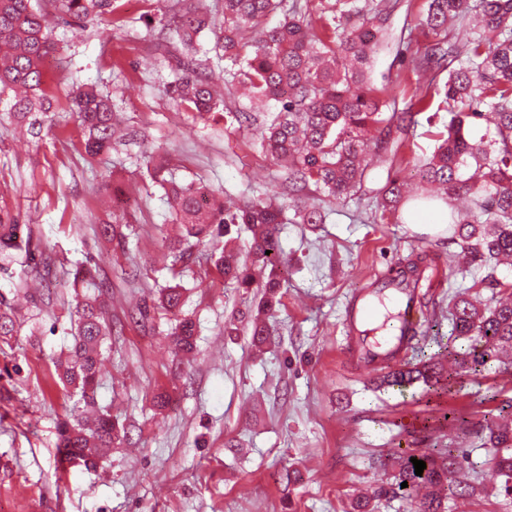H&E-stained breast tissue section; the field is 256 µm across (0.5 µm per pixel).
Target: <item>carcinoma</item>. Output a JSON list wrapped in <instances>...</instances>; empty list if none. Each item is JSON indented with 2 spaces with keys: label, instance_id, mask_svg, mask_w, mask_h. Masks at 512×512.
Segmentation results:
<instances>
[{
  "label": "carcinoma",
  "instance_id": "carcinoma-1",
  "mask_svg": "<svg viewBox=\"0 0 512 512\" xmlns=\"http://www.w3.org/2000/svg\"><path fill=\"white\" fill-rule=\"evenodd\" d=\"M58 18L82 19L112 5V0H51ZM176 20V35L194 49L199 35L219 28L224 56V92H219L203 62L190 61L172 82L176 101L192 110V117L209 120L235 113L238 129L258 125L255 146L279 168L280 197L241 201L218 196L202 183L164 181L172 223L181 234L165 239L173 262L189 258L184 244L190 239L217 246L225 237L246 230L251 235L246 259L237 250L222 247L213 260L224 280L243 288L253 284L252 270L267 269L269 277L256 312L250 314L251 335L263 342L271 335L268 318L279 303L275 265L279 258V225L323 224L321 198L345 203L362 191L371 157L391 151L393 135L417 125L415 116L430 108L434 95L452 115L438 145L419 165L422 182L437 187L448 198L465 200V211L452 218L451 241L460 244L471 261L491 266L512 258V0H426L417 27L427 38L424 51L411 60L420 80L403 108L379 95L367 69L388 31L398 0H223L221 18L211 14L204 0H184ZM280 12L283 19L266 25ZM469 25L466 41L452 33ZM53 50L51 21L32 0H0V94L10 97L7 116L27 122L36 137L52 123L54 99L46 90L43 62ZM447 73L443 91H431L433 80ZM250 103V112L232 109L237 94ZM64 107L74 112L83 129L84 150L90 156L112 148L121 130L111 104L96 88L74 85ZM407 203L406 186L396 174L378 192L381 219H397ZM17 264L20 271L9 293H0V340L18 335L15 298L29 303L30 281L49 285L51 257L40 248L32 225L25 226L0 212V268ZM76 293L69 311L73 343L66 354L52 359L53 381L77 405L58 427V447L65 457L95 468L125 431L108 411L97 410L87 420L79 405L95 406L98 367L103 345L112 335V320L100 302L112 283L101 278L91 259L75 265ZM181 284L160 289L156 303L129 311L131 319L145 320L151 310L174 317L175 349L195 351L196 325L182 312ZM455 336L467 349L456 353L459 364L476 373L512 349V295L492 305L460 296L448 310ZM440 370L432 360L406 362L380 377L382 386L399 392L417 382L438 381ZM496 448L489 466L501 478V489L512 495V426L489 429ZM422 475L412 462L400 464L392 485L412 497L414 512H446V503L470 497L474 486L456 479L469 454L449 446L421 457ZM407 483L401 488V483Z\"/></svg>",
  "mask_w": 512,
  "mask_h": 512
}]
</instances>
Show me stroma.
I'll use <instances>...</instances> for the list:
<instances>
[{
	"mask_svg": "<svg viewBox=\"0 0 512 512\" xmlns=\"http://www.w3.org/2000/svg\"><path fill=\"white\" fill-rule=\"evenodd\" d=\"M172 0H112L100 16L60 21L44 61L52 92L88 83L112 101L126 142L89 158L76 117L61 113L39 139H15L0 124V210L32 225L56 259L57 286L41 313L58 332L32 346L12 338L0 352V512H349L362 492L419 448L448 444L468 451L473 497L454 512H512V498L485 461L484 429L512 420L500 403L512 398V363L472 373L455 363L461 343L451 334L448 305L459 296L493 303L487 268L455 262L461 247L448 226L385 222L374 199L388 172L418 183V160L429 157L450 115H419L414 136L396 154L373 157L361 198L325 203L322 224H286L281 247L280 303L271 340L253 342L247 323L262 289L212 276L209 250L193 248L182 267L184 310L198 326L197 349L182 362L171 352L168 315L129 322L130 308L153 301L171 275L162 241L171 229L165 192L143 156L167 158L173 178L204 182L238 197L279 195L274 163L256 151L231 118L194 121L168 92L187 52L173 35ZM426 0H403L390 20L391 37L370 67L377 88L414 86L402 30L414 25ZM128 224L123 244L100 239L107 208ZM426 254L444 272L427 289L435 305L411 359L435 358L440 383L406 391L375 389L376 372L348 354L344 317L368 277ZM91 257L112 283L109 313L121 330L104 345L97 407L110 408L128 436L105 463L88 470L65 461L57 427L72 403L52 380L51 359L71 339L68 308L75 296L65 272ZM136 278H127V271ZM512 287V266L492 272ZM170 402L154 411L152 397ZM293 471L295 481L285 479Z\"/></svg>",
	"mask_w": 512,
	"mask_h": 512,
	"instance_id": "1",
	"label": "stroma"
}]
</instances>
